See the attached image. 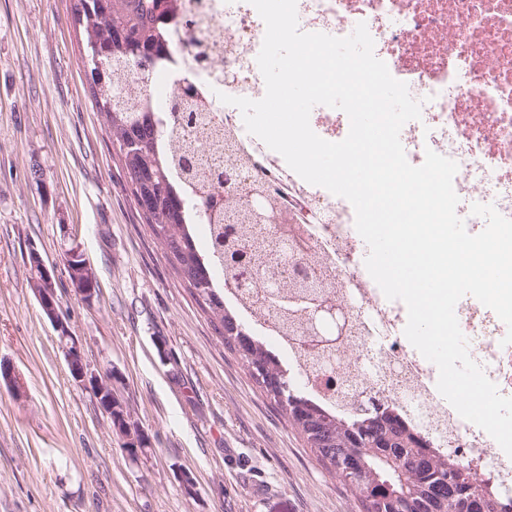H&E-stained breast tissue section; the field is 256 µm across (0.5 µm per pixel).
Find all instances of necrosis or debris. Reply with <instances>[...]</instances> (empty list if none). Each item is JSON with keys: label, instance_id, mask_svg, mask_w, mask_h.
I'll return each instance as SVG.
<instances>
[{"label": "necrosis or debris", "instance_id": "obj_1", "mask_svg": "<svg viewBox=\"0 0 512 512\" xmlns=\"http://www.w3.org/2000/svg\"><path fill=\"white\" fill-rule=\"evenodd\" d=\"M297 14L301 31L335 37L365 23L375 56L421 103L420 119L400 133L409 163L421 165L429 149L457 163V213L469 233L486 226L471 213L475 203L512 219V0H297ZM187 15L193 25H185ZM265 31L249 0H178L163 57L145 82L146 100L151 109L168 111L178 84L193 82L205 121L179 129L167 148L221 135L220 148L199 161L233 170L248 188L263 190L270 221L252 226L250 237L276 243L285 232L297 234L279 274L291 282L318 281L347 310L341 381L396 408L440 452L455 449L497 505L512 504V458L439 393L432 365L404 335L405 304L386 299L365 267L368 247L355 229L352 205L305 182L246 130L237 107L220 101L223 93L264 96L257 56ZM224 297L287 357L301 390L328 410L348 412L349 397L328 389L307 364L313 337L287 329L280 311L264 312L261 289L228 288ZM456 315L472 359L501 395L512 397V345L501 343L506 325L469 295L458 302Z\"/></svg>", "mask_w": 512, "mask_h": 512}]
</instances>
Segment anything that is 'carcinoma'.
I'll return each mask as SVG.
<instances>
[{
    "label": "carcinoma",
    "mask_w": 512,
    "mask_h": 512,
    "mask_svg": "<svg viewBox=\"0 0 512 512\" xmlns=\"http://www.w3.org/2000/svg\"><path fill=\"white\" fill-rule=\"evenodd\" d=\"M170 8L171 0H74L72 7L73 25L85 43L88 90L118 150L139 215L167 261L209 315L224 347L281 410L305 447L355 495L360 512H399L405 503L415 504V512H472L474 504L493 512L485 487L471 470L431 451L401 415L378 403L367 413L340 416L310 399L288 367L224 304L211 273V265L224 266V225L213 228L210 263L190 231L192 215L204 210L206 194L224 188V170L199 168V154L209 150L204 140L179 151L162 146L172 132L168 115L183 126L196 122L195 89L190 83L180 86L172 94L170 113L153 112L142 108L143 88L133 77L161 55ZM182 182L200 184L203 193L187 198ZM350 456L357 458L353 470L345 466Z\"/></svg>",
    "instance_id": "1"
}]
</instances>
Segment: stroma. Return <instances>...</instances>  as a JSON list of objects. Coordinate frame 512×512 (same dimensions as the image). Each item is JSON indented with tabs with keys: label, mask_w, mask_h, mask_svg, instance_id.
I'll return each mask as SVG.
<instances>
[{
	"label": "stroma",
	"mask_w": 512,
	"mask_h": 512,
	"mask_svg": "<svg viewBox=\"0 0 512 512\" xmlns=\"http://www.w3.org/2000/svg\"><path fill=\"white\" fill-rule=\"evenodd\" d=\"M72 0H0V512H357L350 490L225 350L131 198L87 91ZM70 225L93 303L60 258ZM52 265L59 312L149 443L130 456L72 379L30 284Z\"/></svg>",
	"instance_id": "1"
}]
</instances>
